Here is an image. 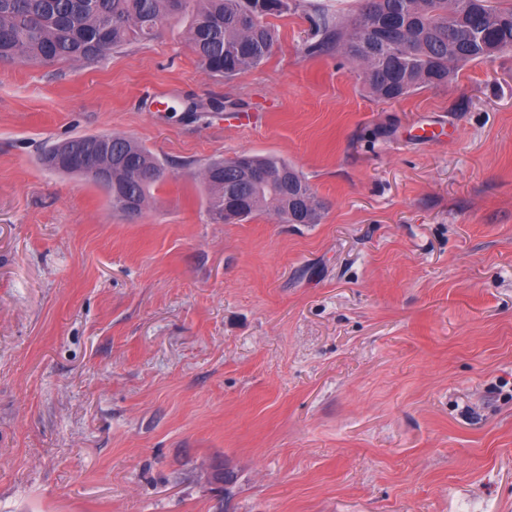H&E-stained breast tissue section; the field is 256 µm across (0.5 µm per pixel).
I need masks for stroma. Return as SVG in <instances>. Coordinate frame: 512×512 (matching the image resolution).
<instances>
[{
  "label": "stroma",
  "mask_w": 512,
  "mask_h": 512,
  "mask_svg": "<svg viewBox=\"0 0 512 512\" xmlns=\"http://www.w3.org/2000/svg\"><path fill=\"white\" fill-rule=\"evenodd\" d=\"M354 2L230 80L177 17L0 63V512H512V52L381 101L306 51ZM113 133L174 173L132 217L39 162ZM243 153L319 223H213L196 171Z\"/></svg>",
  "instance_id": "stroma-1"
}]
</instances>
